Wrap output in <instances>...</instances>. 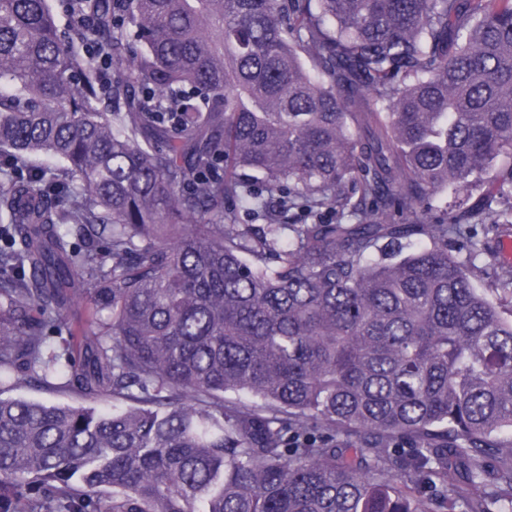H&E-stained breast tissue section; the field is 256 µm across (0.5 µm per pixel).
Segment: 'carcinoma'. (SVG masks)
Here are the masks:
<instances>
[{
  "label": "carcinoma",
  "instance_id": "carcinoma-1",
  "mask_svg": "<svg viewBox=\"0 0 512 512\" xmlns=\"http://www.w3.org/2000/svg\"><path fill=\"white\" fill-rule=\"evenodd\" d=\"M74 8L0 0V512H512V0ZM5 397L37 400L47 403L78 404L81 400L68 391H49L27 375L20 376L14 387L3 394Z\"/></svg>",
  "mask_w": 512,
  "mask_h": 512
}]
</instances>
